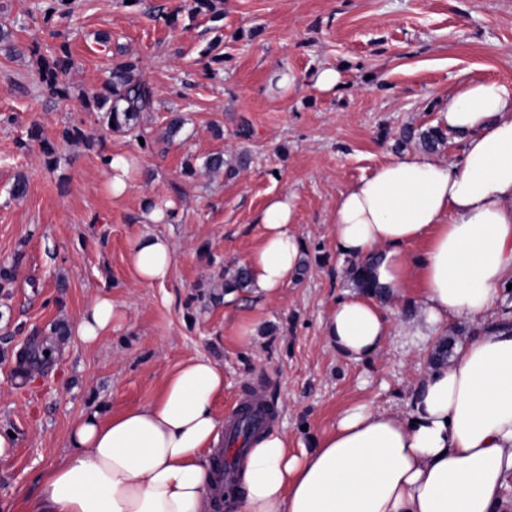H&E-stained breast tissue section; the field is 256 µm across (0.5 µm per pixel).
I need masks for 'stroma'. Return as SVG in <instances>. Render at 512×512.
Wrapping results in <instances>:
<instances>
[{
  "label": "stroma",
  "mask_w": 512,
  "mask_h": 512,
  "mask_svg": "<svg viewBox=\"0 0 512 512\" xmlns=\"http://www.w3.org/2000/svg\"><path fill=\"white\" fill-rule=\"evenodd\" d=\"M46 0H0L16 25L18 56L0 51V266L15 268L0 290V512H32L46 471L71 453L69 433L89 413L108 419L157 399L168 375L204 357L224 371L218 420L253 385L276 415L272 427L292 448L329 431L348 405L370 401L397 412L427 368L396 336L377 355L352 363L329 346L323 323L351 293L347 265L330 236L336 200L351 183L397 156L406 125H435V102L465 82L512 84V0H224L223 42L186 0H69L44 20ZM139 59L159 95L145 125L148 149L102 129L79 99L101 89L109 59L97 42ZM67 45L72 97L49 98L37 59ZM330 65L343 86H310ZM292 70L293 93L276 90L275 70ZM188 122L163 138L170 110ZM248 121L250 137L237 133ZM78 125L84 139L62 133ZM223 136H215L214 126ZM38 128L41 141L29 140ZM57 150L48 169L42 141ZM249 163L233 179L187 175V158L223 153ZM137 157L129 192L113 196L102 155ZM29 190L14 199L17 174ZM288 195L292 230L303 242L292 280L268 299L224 281L258 248L257 219L269 199ZM172 204L169 224L145 222L142 201ZM168 237L174 260L161 284L137 282L128 246L140 233ZM101 295L122 312L118 328L92 344L76 334ZM44 342L53 360L25 376L16 354Z\"/></svg>",
  "instance_id": "35a3bbf8"
}]
</instances>
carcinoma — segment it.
<instances>
[{
    "label": "carcinoma",
    "mask_w": 512,
    "mask_h": 512,
    "mask_svg": "<svg viewBox=\"0 0 512 512\" xmlns=\"http://www.w3.org/2000/svg\"><path fill=\"white\" fill-rule=\"evenodd\" d=\"M222 4L223 0H189L188 9L192 14L204 12L210 15L212 21L218 22L224 16ZM13 35L14 25L1 22L0 47L10 53L16 52ZM109 58L108 75L102 90L90 97L80 98V102L86 111L96 113L97 121L108 131L130 135L137 140L141 138L139 131L143 124L151 119V113L157 111L155 88L142 78L138 61L125 57L122 50H117L109 55ZM74 65L75 60L65 45L51 57L40 59L39 83L44 92L52 98L70 99L69 87L64 76ZM185 123L183 113H171L165 127V139L169 142L174 141ZM409 143L435 152L445 143V135L437 126L426 129L410 126L404 128L397 139L399 146ZM347 275L355 288L361 291L371 289L364 266L350 265ZM452 345L453 340L449 337L439 339L431 353V364L440 366L448 362ZM51 359L52 355L45 354V348L29 345L19 353L18 367L26 364H44Z\"/></svg>",
    "instance_id": "obj_1"
}]
</instances>
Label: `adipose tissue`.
<instances>
[{"label":"adipose tissue","instance_id":"obj_1","mask_svg":"<svg viewBox=\"0 0 512 512\" xmlns=\"http://www.w3.org/2000/svg\"><path fill=\"white\" fill-rule=\"evenodd\" d=\"M435 109L439 127L462 140L453 160L403 153L336 201L332 246L341 260L367 263L374 290L338 299L324 336L359 363L390 336L417 348L456 323L473 334L448 365L428 368L405 413L353 404L298 451L285 433L263 432L239 471V512H500L512 480V312L503 297L512 284V85L467 82ZM258 222L262 242L246 265L269 298L293 276L302 241L288 195ZM130 260L139 283L164 282L171 243L142 233ZM382 295L411 302L417 318L384 309ZM119 318L102 295L76 332L93 343ZM223 389V370L193 358L157 400L77 421L71 455L45 473L35 512H211L204 452L217 438L212 404Z\"/></svg>","mask_w":512,"mask_h":512}]
</instances>
